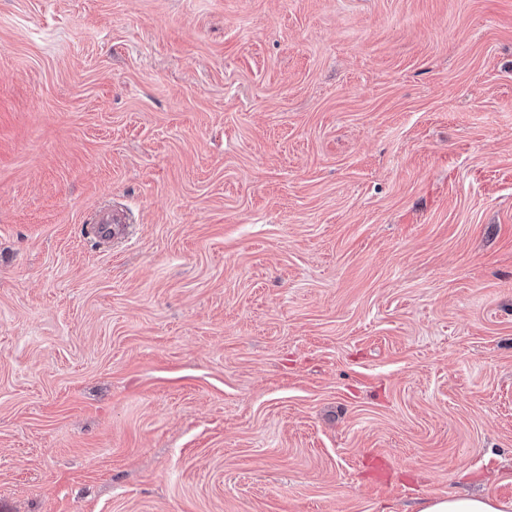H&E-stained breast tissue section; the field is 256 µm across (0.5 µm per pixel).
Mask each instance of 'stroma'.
<instances>
[{
	"mask_svg": "<svg viewBox=\"0 0 512 512\" xmlns=\"http://www.w3.org/2000/svg\"><path fill=\"white\" fill-rule=\"evenodd\" d=\"M455 492L512 501V0H0V512Z\"/></svg>",
	"mask_w": 512,
	"mask_h": 512,
	"instance_id": "obj_1",
	"label": "stroma"
}]
</instances>
